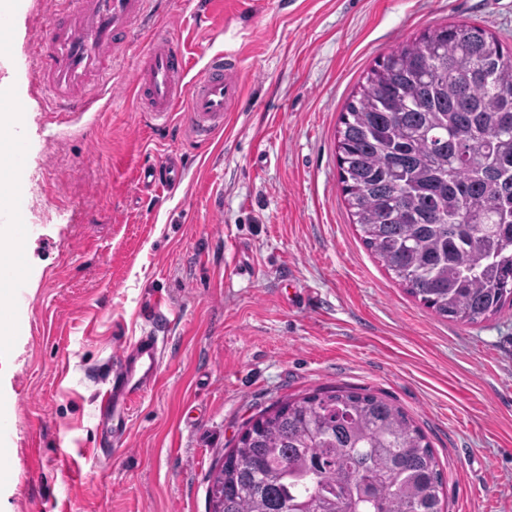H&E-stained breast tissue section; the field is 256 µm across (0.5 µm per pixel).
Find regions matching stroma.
<instances>
[{
  "label": "stroma",
  "mask_w": 512,
  "mask_h": 512,
  "mask_svg": "<svg viewBox=\"0 0 512 512\" xmlns=\"http://www.w3.org/2000/svg\"><path fill=\"white\" fill-rule=\"evenodd\" d=\"M50 0H0V94L19 99L34 224L23 298L0 301V512H209L210 476L286 397L364 389L401 407L444 476L448 512H512V309L444 320L363 244L342 194L339 118L375 62L424 31L485 27L512 48V0H218L223 31L170 0L192 50L240 58L243 97L213 143L156 135L117 71L111 111L58 138L34 88ZM187 170L172 193L141 167ZM164 299L166 348L125 447L91 456L95 395ZM138 180L146 190L173 192L182 184L184 170L173 157H169L160 164L141 168Z\"/></svg>",
  "instance_id": "35a3bbf8"
}]
</instances>
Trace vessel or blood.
<instances>
[{
  "instance_id": "b4317fda",
  "label": "vessel or blood",
  "mask_w": 512,
  "mask_h": 512,
  "mask_svg": "<svg viewBox=\"0 0 512 512\" xmlns=\"http://www.w3.org/2000/svg\"><path fill=\"white\" fill-rule=\"evenodd\" d=\"M165 0H57L46 44L39 47L41 89L54 99L58 123H95L112 105V77L121 58L138 39L146 48L132 67L131 95L135 111L148 113L156 131H164L174 112L185 111L193 138L209 142L222 131L243 94L238 58L211 54L195 66L185 44L163 25ZM142 188L171 192L184 180L174 158L141 168ZM0 194L14 201L6 220L16 240H23L28 202L10 183ZM163 340L147 329L115 352L98 396L99 417L112 422V436L129 435L133 406L156 380Z\"/></svg>"
}]
</instances>
